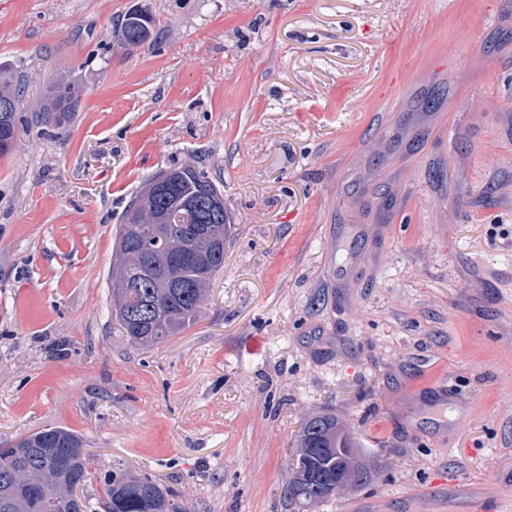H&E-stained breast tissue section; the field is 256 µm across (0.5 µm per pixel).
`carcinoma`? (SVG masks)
I'll list each match as a JSON object with an SVG mask.
<instances>
[{
    "instance_id": "carcinoma-1",
    "label": "carcinoma",
    "mask_w": 512,
    "mask_h": 512,
    "mask_svg": "<svg viewBox=\"0 0 512 512\" xmlns=\"http://www.w3.org/2000/svg\"><path fill=\"white\" fill-rule=\"evenodd\" d=\"M153 19L133 10L122 22L124 46L145 43ZM21 94L0 72V155L15 139V117ZM71 88L57 87L48 113L58 122L77 111ZM163 188L150 200L138 192L117 230V241L138 243L135 250L115 251L109 282L128 284L112 292V325L132 345L151 348L194 324L213 278L224 266V248L211 244L207 227L224 223V212L208 207L207 194L216 184L207 171L188 163L165 170ZM297 466L314 473L308 494L289 476L288 498L317 504L336 493L330 483L347 476L365 485L370 470L335 416L304 419L299 431ZM81 436L46 428L15 441L0 442V512H83L79 496L90 479ZM105 512H186L151 478L114 470L102 481Z\"/></svg>"
}]
</instances>
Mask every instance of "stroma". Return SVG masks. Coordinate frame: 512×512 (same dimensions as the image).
I'll list each match as a JSON object with an SVG mask.
<instances>
[{
  "label": "stroma",
  "mask_w": 512,
  "mask_h": 512,
  "mask_svg": "<svg viewBox=\"0 0 512 512\" xmlns=\"http://www.w3.org/2000/svg\"><path fill=\"white\" fill-rule=\"evenodd\" d=\"M0 68V441L81 435L85 512L117 468L186 512H469L450 474L512 512V0H0ZM184 163L233 231L201 317L142 349L112 327L115 232ZM317 413L372 477L303 509ZM153 19L140 10H133L125 16L122 22V35L124 46L128 50L131 47V41L136 38L140 42V46L144 44L150 37V26L153 24ZM21 94L11 79L0 71V155L8 152L15 139V117L21 106ZM78 100L71 88L66 85L58 86L49 100L48 114L54 115L57 122H61L69 118V116L77 111Z\"/></svg>",
  "instance_id": "stroma-1"
}]
</instances>
